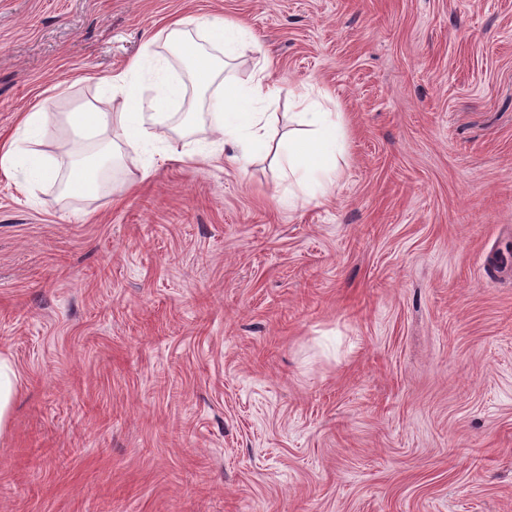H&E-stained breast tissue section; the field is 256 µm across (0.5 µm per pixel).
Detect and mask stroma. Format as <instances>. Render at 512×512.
Returning a JSON list of instances; mask_svg holds the SVG:
<instances>
[{"instance_id":"1","label":"stroma","mask_w":512,"mask_h":512,"mask_svg":"<svg viewBox=\"0 0 512 512\" xmlns=\"http://www.w3.org/2000/svg\"><path fill=\"white\" fill-rule=\"evenodd\" d=\"M328 93L346 153L135 156L94 196L0 172V512H512V0H0V135L95 100L175 17ZM66 83L63 97L47 92ZM20 389L19 375L8 358L0 357V433L6 428L14 398Z\"/></svg>"}]
</instances>
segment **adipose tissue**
<instances>
[{"mask_svg": "<svg viewBox=\"0 0 512 512\" xmlns=\"http://www.w3.org/2000/svg\"><path fill=\"white\" fill-rule=\"evenodd\" d=\"M251 39L249 27L219 16L175 20L164 38H149L125 68L99 79L95 102L64 113L71 134L68 167L40 151L49 128L45 112L35 108L23 113L11 138L0 144V170L22 173L21 192L56 183L66 199L97 193L126 149L141 158L146 172L165 159L192 161L228 150L240 162L269 152L281 179L302 194L327 192L345 151L342 115L302 94L297 128L277 133L271 108L281 88L270 61L262 60L245 83L227 72ZM214 85L219 91L208 102L214 138L203 148L190 142L174 148L169 130L175 110L187 92H208Z\"/></svg>", "mask_w": 512, "mask_h": 512, "instance_id": "ef3b65f1", "label": "adipose tissue"}]
</instances>
